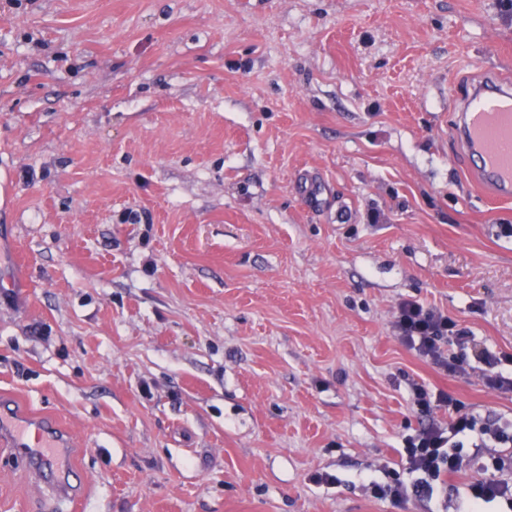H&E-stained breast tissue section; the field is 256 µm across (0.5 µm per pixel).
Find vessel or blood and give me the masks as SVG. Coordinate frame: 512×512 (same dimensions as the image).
I'll return each instance as SVG.
<instances>
[{
    "label": "vessel or blood",
    "mask_w": 512,
    "mask_h": 512,
    "mask_svg": "<svg viewBox=\"0 0 512 512\" xmlns=\"http://www.w3.org/2000/svg\"><path fill=\"white\" fill-rule=\"evenodd\" d=\"M452 134L475 161L471 175L476 183L495 198L511 199L512 84L495 75L487 77L462 105ZM0 445L48 478L56 493H67V453L51 424L1 408Z\"/></svg>",
    "instance_id": "obj_1"
}]
</instances>
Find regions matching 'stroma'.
I'll return each instance as SVG.
<instances>
[{
    "label": "stroma",
    "mask_w": 512,
    "mask_h": 512,
    "mask_svg": "<svg viewBox=\"0 0 512 512\" xmlns=\"http://www.w3.org/2000/svg\"><path fill=\"white\" fill-rule=\"evenodd\" d=\"M512 83L502 0H0V403L55 419L83 512H456L412 483V381L512 394L394 336L512 353V200L448 137ZM330 472L335 485L308 477ZM0 512H72L0 451ZM455 324L438 309L413 300L401 301L394 312L395 338L437 371L466 374V358H448V331Z\"/></svg>",
    "instance_id": "obj_1"
}]
</instances>
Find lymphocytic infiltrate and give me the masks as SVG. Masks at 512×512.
<instances>
[{
	"label": "lymphocytic infiltrate",
	"instance_id": "obj_1",
	"mask_svg": "<svg viewBox=\"0 0 512 512\" xmlns=\"http://www.w3.org/2000/svg\"><path fill=\"white\" fill-rule=\"evenodd\" d=\"M393 328L396 339L407 349L438 371L447 374H466V358L448 354L447 340L455 338L465 345L464 332L453 329V323L438 309L413 300L401 301L394 312ZM410 405L430 420L414 435L403 441L401 460L412 484H379L369 481L368 488L375 497L396 503L410 496L432 497L435 490L444 488L450 475L462 472L468 462L463 454V437L469 436L478 448H511L512 425L497 419L477 420L448 392L430 391L425 383L412 382ZM447 413V420L434 419V412Z\"/></svg>",
	"mask_w": 512,
	"mask_h": 512
}]
</instances>
